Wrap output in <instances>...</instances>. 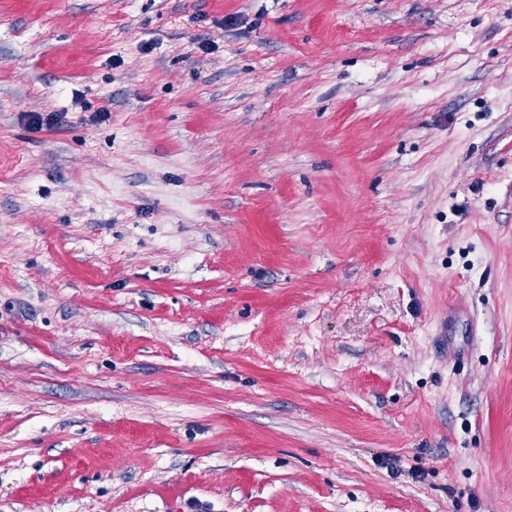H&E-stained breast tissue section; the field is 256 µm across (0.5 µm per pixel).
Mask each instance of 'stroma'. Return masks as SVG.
<instances>
[{
    "instance_id": "stroma-1",
    "label": "stroma",
    "mask_w": 512,
    "mask_h": 512,
    "mask_svg": "<svg viewBox=\"0 0 512 512\" xmlns=\"http://www.w3.org/2000/svg\"><path fill=\"white\" fill-rule=\"evenodd\" d=\"M0 512H512V0H0Z\"/></svg>"
}]
</instances>
